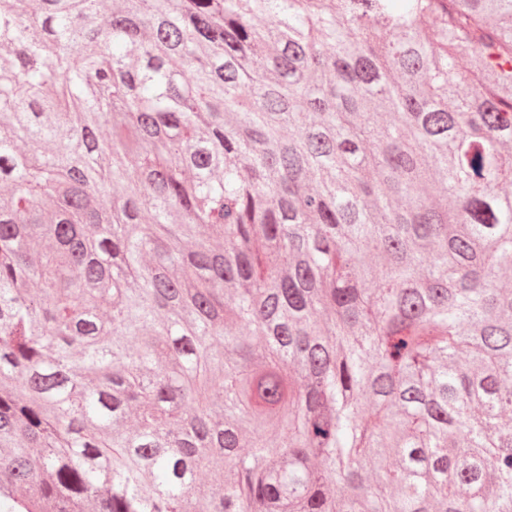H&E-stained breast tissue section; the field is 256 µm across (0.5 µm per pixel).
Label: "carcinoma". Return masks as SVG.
I'll return each instance as SVG.
<instances>
[{
    "mask_svg": "<svg viewBox=\"0 0 512 512\" xmlns=\"http://www.w3.org/2000/svg\"><path fill=\"white\" fill-rule=\"evenodd\" d=\"M19 2L0 508L512 512V0Z\"/></svg>",
    "mask_w": 512,
    "mask_h": 512,
    "instance_id": "1",
    "label": "carcinoma"
}]
</instances>
